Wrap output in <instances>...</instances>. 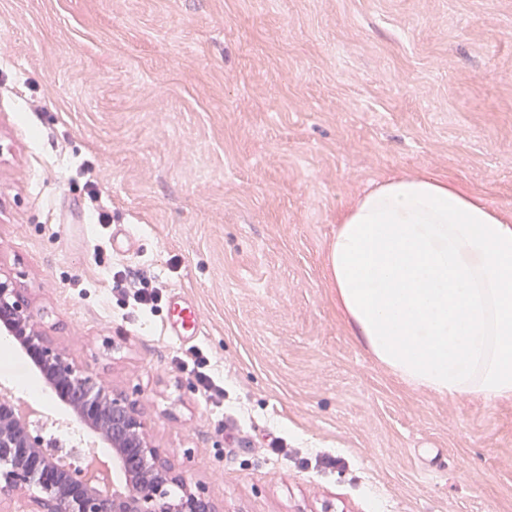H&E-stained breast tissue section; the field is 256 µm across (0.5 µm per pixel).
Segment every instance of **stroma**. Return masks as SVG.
Returning <instances> with one entry per match:
<instances>
[{
	"label": "stroma",
	"mask_w": 512,
	"mask_h": 512,
	"mask_svg": "<svg viewBox=\"0 0 512 512\" xmlns=\"http://www.w3.org/2000/svg\"><path fill=\"white\" fill-rule=\"evenodd\" d=\"M416 174L512 214V0H0V274L214 512H512V399L402 381L326 268L338 214ZM1 384L71 415L12 342ZM170 314L165 324L167 336L181 343L193 341L200 335V324L194 305L180 292H174L170 298ZM194 357V364L196 365L195 378L204 389V393L210 397L214 395L223 396L224 388L217 385L207 372L208 359L201 356L199 352H194Z\"/></svg>",
	"instance_id": "1"
}]
</instances>
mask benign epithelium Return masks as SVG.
I'll list each match as a JSON object with an SVG mask.
<instances>
[{
	"mask_svg": "<svg viewBox=\"0 0 512 512\" xmlns=\"http://www.w3.org/2000/svg\"><path fill=\"white\" fill-rule=\"evenodd\" d=\"M0 335L25 336L39 372L79 426L100 433L112 445V470L122 479L112 491L91 485L83 475V449L63 448L74 457L57 468L44 451L41 430L17 417L11 394H0V502L28 486L41 495L31 512H212L209 500L169 467L151 444L145 419L128 399L97 375L79 368L37 329L34 315L11 281L0 279ZM181 487L175 496L169 486Z\"/></svg>",
	"mask_w": 512,
	"mask_h": 512,
	"instance_id": "7a95c632",
	"label": "benign epithelium"
}]
</instances>
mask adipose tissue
Here are the masks:
<instances>
[{
  "label": "adipose tissue",
  "instance_id": "adipose-tissue-1",
  "mask_svg": "<svg viewBox=\"0 0 512 512\" xmlns=\"http://www.w3.org/2000/svg\"><path fill=\"white\" fill-rule=\"evenodd\" d=\"M328 273L353 336L415 388L512 398V218L445 178H392L340 217Z\"/></svg>",
  "mask_w": 512,
  "mask_h": 512
}]
</instances>
